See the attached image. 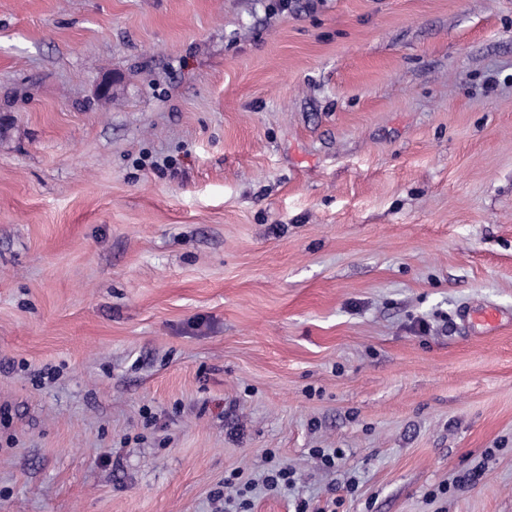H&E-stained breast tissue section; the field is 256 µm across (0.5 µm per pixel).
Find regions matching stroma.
Listing matches in <instances>:
<instances>
[{"label": "stroma", "instance_id": "stroma-1", "mask_svg": "<svg viewBox=\"0 0 512 512\" xmlns=\"http://www.w3.org/2000/svg\"><path fill=\"white\" fill-rule=\"evenodd\" d=\"M0 408V512H512V0H0ZM295 483L294 474L286 466L274 465L264 473L263 487L272 492L288 490ZM241 475L239 471L233 470L224 477V508L232 507L239 509L236 512H247L251 507L248 494L253 491L254 484L250 480L243 481ZM226 490H229L227 495Z\"/></svg>", "mask_w": 512, "mask_h": 512}]
</instances>
